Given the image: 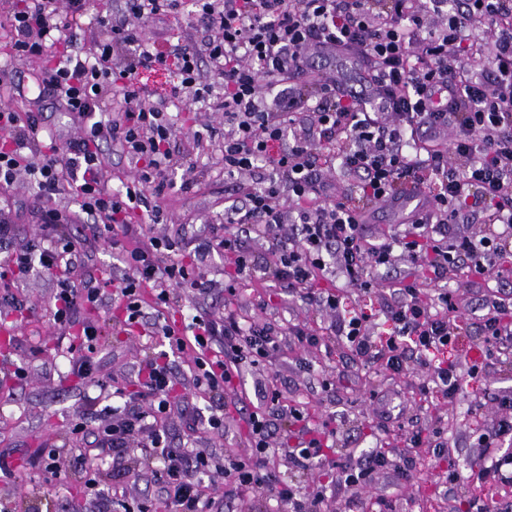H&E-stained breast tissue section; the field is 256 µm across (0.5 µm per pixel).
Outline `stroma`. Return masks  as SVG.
Returning a JSON list of instances; mask_svg holds the SVG:
<instances>
[{"label": "stroma", "mask_w": 512, "mask_h": 512, "mask_svg": "<svg viewBox=\"0 0 512 512\" xmlns=\"http://www.w3.org/2000/svg\"><path fill=\"white\" fill-rule=\"evenodd\" d=\"M205 33L203 23L178 25L165 15L156 16L146 29L147 39L160 54L167 53L177 40H198ZM0 71L24 86L23 95L6 97V104L21 113H43L61 139L76 134V119L50 99L35 97L34 90L42 79L41 63L14 62L8 33L1 28ZM218 155L213 146L195 157L190 174L193 189L169 192L161 203L164 221L154 225L155 233L203 235L209 225L223 222L224 193L231 190L232 183L216 174ZM55 292L53 278L34 273L17 290L18 297L28 303V312L20 314L0 304V324L15 329L9 342L0 344V451L12 453L17 466L13 480H0V501H8L13 512H29L34 504L40 512H96L82 481L71 471L67 455L56 459L57 476H49L46 470L45 448L68 444L72 420L113 403L111 390L70 375V359L85 356L79 351L68 354L71 338L51 320ZM391 293L385 283L368 294L352 288L341 291L345 309L371 314L370 334L377 342L392 332L381 312ZM483 293L480 281L457 289L456 342L431 355L435 362L461 364L460 390L450 400L436 388L422 389L424 374L416 357H409L406 370L400 373L388 370L381 362H364L337 337L327 335L333 319L329 311L298 300L274 282L242 278L232 304L241 323L300 322L319 333L320 341L309 345L292 336L282 337L279 351L266 367L256 374H245L241 386L227 389L223 436L189 429L177 406L166 420L169 434L175 443L213 451L221 457L248 454L244 416L234 404L241 401L246 407L256 406L260 397L254 382L261 379L278 387L282 404L302 407L312 424L331 418L338 429L326 451V461L311 470H297L286 457L277 458L275 466L283 480L309 490L326 482L332 462L349 452L385 448L394 457L408 459L412 476L399 487L393 471L376 473L372 483L357 492L362 512H379L383 497L391 500V512H459L464 501L512 504V483H478L467 478L471 464L480 456L476 434L490 430L498 418L491 395L512 392V362L490 360L478 377L468 374L466 363L475 359L482 344L478 315ZM91 317L104 331L94 353L87 356L96 366V378L113 377L129 383L137 379L140 364L169 352L163 335L141 326L125 329L122 313L115 306H103ZM19 366L27 370V378L20 384L12 375ZM439 425L447 431L450 460L446 463L438 461L431 448H415L407 440L412 430L429 431ZM121 464L133 469L128 497H150L155 512H168L165 495L153 481L151 466L142 463L140 450L130 449ZM451 466L460 475L452 486L444 481V473ZM209 491L216 498L218 512H263L265 508L257 495L235 489L220 474L213 475Z\"/></svg>", "instance_id": "35a3bbf8"}]
</instances>
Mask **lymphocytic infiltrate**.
<instances>
[{
	"label": "lymphocytic infiltrate",
	"instance_id": "f902f5d3",
	"mask_svg": "<svg viewBox=\"0 0 512 512\" xmlns=\"http://www.w3.org/2000/svg\"><path fill=\"white\" fill-rule=\"evenodd\" d=\"M195 2L207 36L173 44L165 55L153 52L145 27L161 12L184 18L186 0H126L124 11L96 15L91 0H17L0 18L13 60L42 62V94L79 123L76 136L62 141L41 115L0 106V188L25 181L40 224L39 237L14 248L19 228L10 210L0 208V247L8 249L0 281L15 285L33 272L56 278L53 322L73 332L83 348L101 334L85 313L104 301L123 308L126 326L151 322L171 349L192 353L194 388L216 402L214 411L196 412L194 420L219 435V400L243 366L263 365L282 333L311 344L317 337L299 323L285 331L245 326L232 312L218 318L205 311L174 328L168 318L174 290L204 295L214 287L199 264L214 244L243 276L253 268L245 237L266 238L269 277L334 312V336L359 358L385 360L397 373L407 365L408 349L424 353L454 344L453 291L426 298L421 287L464 268L493 286L483 302L482 358L512 354V268L503 264L512 255V0ZM88 16L98 29L90 42ZM328 51L365 64L360 87L343 89L335 74L312 73L310 60ZM170 57L177 61L171 100H202L223 114L224 176L235 183L223 224L211 225L209 239H198L191 264L179 257L182 241L134 238L128 222L139 212L146 223H160L151 201L172 187L168 144L180 131L168 112L170 100L155 98L134 79L138 70ZM217 81L223 92H214ZM105 142L138 164L118 191L108 186ZM333 165L354 179V191L326 194L321 170ZM428 176L437 191L403 195L405 184H423ZM380 208L397 212L401 221L393 234L376 240L368 223ZM469 213L491 232L460 233ZM83 216L89 236L111 233L122 275L71 279L77 254L64 228ZM397 250L420 275L395 281L399 299L385 309L394 330L379 347L367 333L368 315L341 313L338 290L322 283L334 276L346 287L372 292L377 273L389 269ZM140 372L147 407L82 416L71 431L91 440L100 456L121 459L135 444L157 460L153 476L170 512H211L214 500L204 483L218 472L256 489L281 512H323L326 486L301 492L270 462L284 456L296 469H311L335 429L311 427L303 409L281 405L279 392L267 390L246 419L248 455L221 461L169 438L163 424L174 386L169 363L152 358ZM494 402L500 417L478 436L480 462L470 476L504 482L512 456L498 447L512 438V393L497 394ZM277 417L285 435L277 433ZM392 466L408 478V465H393L389 453L374 449L337 465L336 484L352 493Z\"/></svg>",
	"mask_w": 512,
	"mask_h": 512
}]
</instances>
